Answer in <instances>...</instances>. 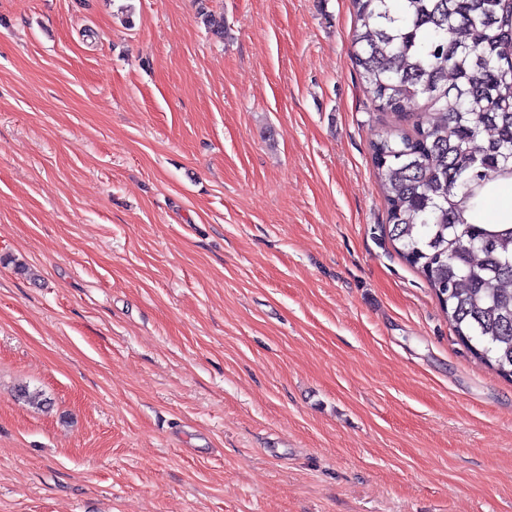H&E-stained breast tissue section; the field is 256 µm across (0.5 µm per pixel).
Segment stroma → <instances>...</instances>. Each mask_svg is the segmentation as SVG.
I'll list each match as a JSON object with an SVG mask.
<instances>
[{
  "label": "stroma",
  "instance_id": "35a3bbf8",
  "mask_svg": "<svg viewBox=\"0 0 512 512\" xmlns=\"http://www.w3.org/2000/svg\"><path fill=\"white\" fill-rule=\"evenodd\" d=\"M354 22L0 0V512H512V380L382 233L412 124Z\"/></svg>",
  "mask_w": 512,
  "mask_h": 512
}]
</instances>
